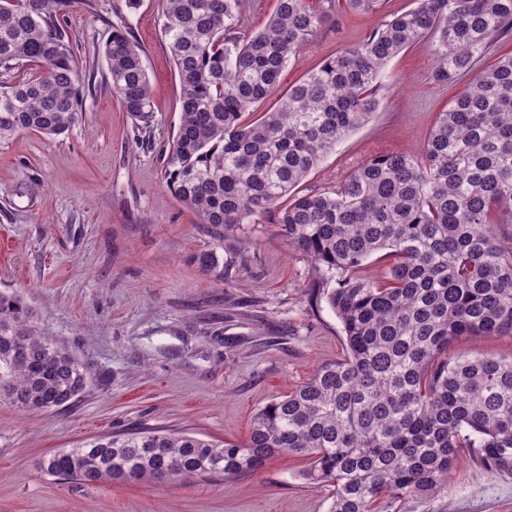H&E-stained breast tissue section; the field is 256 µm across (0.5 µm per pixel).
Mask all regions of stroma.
<instances>
[{"label": "stroma", "instance_id": "stroma-1", "mask_svg": "<svg viewBox=\"0 0 512 512\" xmlns=\"http://www.w3.org/2000/svg\"><path fill=\"white\" fill-rule=\"evenodd\" d=\"M414 5L338 9L291 54L281 88ZM162 23V0H77L65 28L89 81L81 120L62 135L24 131L0 142V289L21 296L36 326L90 373L86 391L58 410L0 403V512H327L331 490L301 479V455L273 456L227 481L87 486L38 468L58 449L139 429L245 442L258 409L345 355L340 320L312 293L316 273L274 215L227 234L169 190L160 150L179 125L180 83ZM116 27L144 52L150 124L110 89L102 46ZM431 65L426 41L390 61L377 111L303 190H332L371 156L417 151L458 93L432 84ZM210 251L218 266L207 270L199 257ZM378 512H512V475L464 452L440 492L387 497Z\"/></svg>", "mask_w": 512, "mask_h": 512}]
</instances>
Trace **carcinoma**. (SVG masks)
<instances>
[{
	"instance_id": "obj_1",
	"label": "carcinoma",
	"mask_w": 512,
	"mask_h": 512,
	"mask_svg": "<svg viewBox=\"0 0 512 512\" xmlns=\"http://www.w3.org/2000/svg\"><path fill=\"white\" fill-rule=\"evenodd\" d=\"M75 0H0V141L61 135L80 118L86 76L65 17ZM338 0H276L266 27L233 31L246 0H163L162 34L180 80L181 118L162 150L168 187L205 224L236 231L277 215L288 246L335 279L322 295L346 354L259 409L243 444L142 431L93 438L41 459L84 485L233 478L275 454L309 459L328 512H373L384 496L431 494L461 449L512 474V355L448 354L466 336H512V0H417L356 45L279 90L290 54L336 14ZM431 40L433 84L467 79L416 154L379 155L327 192L299 190L320 160L379 107V81L405 48ZM112 93L146 124L152 89L142 50L115 28L102 49ZM37 67L23 82L15 71ZM277 96L275 106L251 108ZM384 275L360 272L373 255ZM86 368L39 331L19 295L0 291V402L63 407Z\"/></svg>"
}]
</instances>
